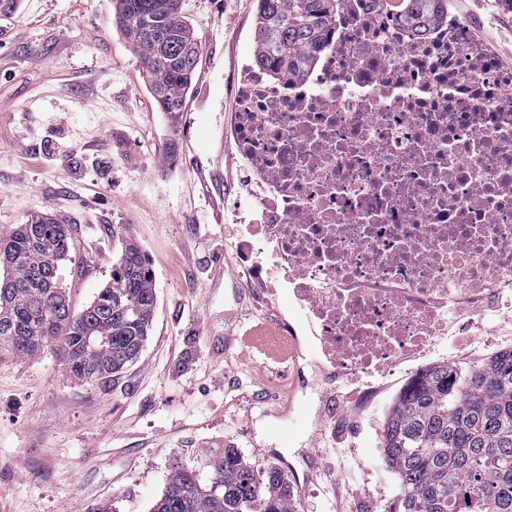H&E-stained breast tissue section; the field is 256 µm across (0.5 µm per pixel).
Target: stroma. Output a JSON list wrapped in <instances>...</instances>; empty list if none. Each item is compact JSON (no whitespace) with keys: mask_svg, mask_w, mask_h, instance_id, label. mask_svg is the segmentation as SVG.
Wrapping results in <instances>:
<instances>
[{"mask_svg":"<svg viewBox=\"0 0 512 512\" xmlns=\"http://www.w3.org/2000/svg\"><path fill=\"white\" fill-rule=\"evenodd\" d=\"M0 0V232L33 214L63 224L60 282L82 310L126 241L154 271L156 306L138 358L111 378L73 376L57 346L0 349V512H150L171 473L203 471L236 448L254 468L309 449L295 512H351L359 490L400 512L381 434L390 389L354 415L312 364L276 363L236 339L252 290L225 245L241 173L224 128L254 54L258 0H182L199 66L178 128L158 112L143 67L112 27L113 0ZM478 35L512 53L488 0H448ZM177 142L169 158V140ZM284 376L292 397L247 380Z\"/></svg>","mask_w":512,"mask_h":512,"instance_id":"35a3bbf8","label":"stroma"}]
</instances>
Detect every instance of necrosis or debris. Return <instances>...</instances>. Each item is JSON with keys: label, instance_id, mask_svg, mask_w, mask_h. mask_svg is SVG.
Segmentation results:
<instances>
[{"label": "necrosis or debris", "instance_id": "4bbe7bcc", "mask_svg": "<svg viewBox=\"0 0 512 512\" xmlns=\"http://www.w3.org/2000/svg\"><path fill=\"white\" fill-rule=\"evenodd\" d=\"M301 80L243 66L225 139L257 242L232 244L270 353L319 342L336 383H411L428 354L512 349V65L457 13L415 38L396 0H343Z\"/></svg>", "mask_w": 512, "mask_h": 512}]
</instances>
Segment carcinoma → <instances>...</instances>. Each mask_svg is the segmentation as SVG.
<instances>
[{
  "mask_svg": "<svg viewBox=\"0 0 512 512\" xmlns=\"http://www.w3.org/2000/svg\"><path fill=\"white\" fill-rule=\"evenodd\" d=\"M342 0H259L255 62L276 81L317 62ZM412 32L440 25L448 0H401ZM113 25L145 70L158 111L179 121L197 69V36L181 0H116ZM69 250L63 225L36 214L0 233V344L31 355L55 343L73 374L107 379L137 358L155 309L154 272L133 242L110 280L75 313L45 261ZM383 461L397 474L403 512H512V350L464 373L448 364L421 372L397 397L382 435ZM210 479L176 470L151 512H294L281 472L253 469L237 448L206 459Z\"/></svg>",
  "mask_w": 512,
  "mask_h": 512,
  "instance_id": "carcinoma-1",
  "label": "carcinoma"
}]
</instances>
